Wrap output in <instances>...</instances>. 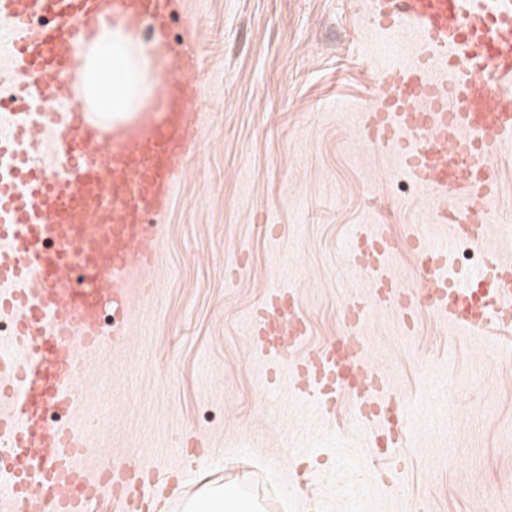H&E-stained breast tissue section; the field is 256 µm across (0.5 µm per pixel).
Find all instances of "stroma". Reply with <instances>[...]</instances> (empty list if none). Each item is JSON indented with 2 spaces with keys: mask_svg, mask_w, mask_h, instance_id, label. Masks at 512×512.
Masks as SVG:
<instances>
[{
  "mask_svg": "<svg viewBox=\"0 0 512 512\" xmlns=\"http://www.w3.org/2000/svg\"><path fill=\"white\" fill-rule=\"evenodd\" d=\"M367 2L170 0L168 47L198 35V146L159 260L130 295L128 340L87 357L62 419L90 425L88 471L123 457L180 470L187 493L233 481L270 512H512V335L465 334L427 312L407 326L371 308L364 356L406 414V442L385 451L349 401L316 428L287 366L252 339L274 291L295 297L310 345L345 335L346 303L367 293L347 255L366 231L448 240L433 192L362 137L374 71L409 62L412 39L370 26ZM489 162L486 245L449 255L462 279L487 253L512 259V141Z\"/></svg>",
  "mask_w": 512,
  "mask_h": 512,
  "instance_id": "35a3bbf8",
  "label": "stroma"
}]
</instances>
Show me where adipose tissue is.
<instances>
[{"label":"adipose tissue","mask_w":512,"mask_h":512,"mask_svg":"<svg viewBox=\"0 0 512 512\" xmlns=\"http://www.w3.org/2000/svg\"><path fill=\"white\" fill-rule=\"evenodd\" d=\"M158 43L144 42L133 20L114 17L96 25L80 47L74 102L103 129L124 125L151 107L160 88ZM257 501L232 484L204 488L185 512H259Z\"/></svg>","instance_id":"adipose-tissue-1"}]
</instances>
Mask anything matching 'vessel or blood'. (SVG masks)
Listing matches in <instances>:
<instances>
[{
    "label": "vessel or blood",
    "instance_id": "1",
    "mask_svg": "<svg viewBox=\"0 0 512 512\" xmlns=\"http://www.w3.org/2000/svg\"><path fill=\"white\" fill-rule=\"evenodd\" d=\"M168 0H0V65L14 76L0 108V314L13 319L0 346V452L16 460L0 474V512H143L164 473L121 464L89 472L77 461L86 431L47 422L69 408L86 374L84 357L127 339L134 274L152 266L167 213L198 130L188 65L170 74L158 117L117 134L71 106L76 49L91 23L112 16L151 18L163 33ZM380 29L407 28L413 59L380 68L394 89L365 112L362 134L388 147L415 182L436 190L435 221L451 240L481 242L477 204L493 195L490 153L512 139V108L495 88L512 79V0H371ZM53 153L63 173L44 160ZM415 257L420 290L384 271L386 258ZM447 248L386 230L357 241L355 264L372 274L371 293L404 319L425 310L474 333L512 328V260L488 256L475 279L489 284L482 305L461 314L468 288L448 272ZM309 327L287 294L256 310L253 339L288 360L292 387L329 422L340 397L354 421L381 425L388 446L405 432L387 419L400 404L363 358L359 339L307 346Z\"/></svg>",
    "mask_w": 512,
    "mask_h": 512
}]
</instances>
